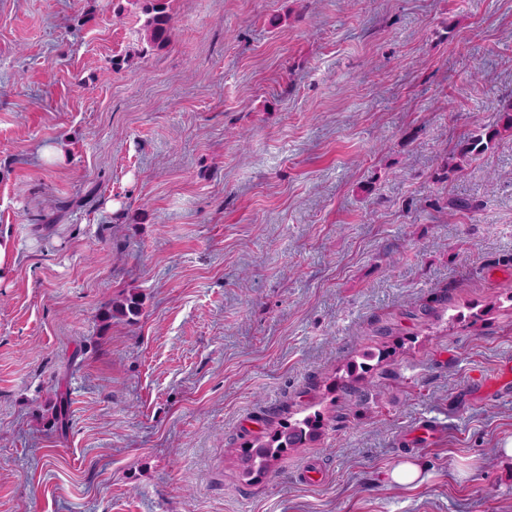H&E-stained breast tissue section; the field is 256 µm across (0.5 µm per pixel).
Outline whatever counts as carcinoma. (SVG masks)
I'll use <instances>...</instances> for the list:
<instances>
[{"label":"carcinoma","mask_w":512,"mask_h":512,"mask_svg":"<svg viewBox=\"0 0 512 512\" xmlns=\"http://www.w3.org/2000/svg\"><path fill=\"white\" fill-rule=\"evenodd\" d=\"M143 12L148 15L144 24L147 42L153 48H162L169 41L170 16L166 0H141ZM503 125L500 129L480 126L462 139L448 161V176L461 172L464 165L485 154L495 146L502 132L512 131V99L502 104ZM322 425V414L316 411L293 424L282 423L264 431L240 448L245 473H265L271 462L288 448L312 438Z\"/></svg>","instance_id":"carcinoma-1"}]
</instances>
